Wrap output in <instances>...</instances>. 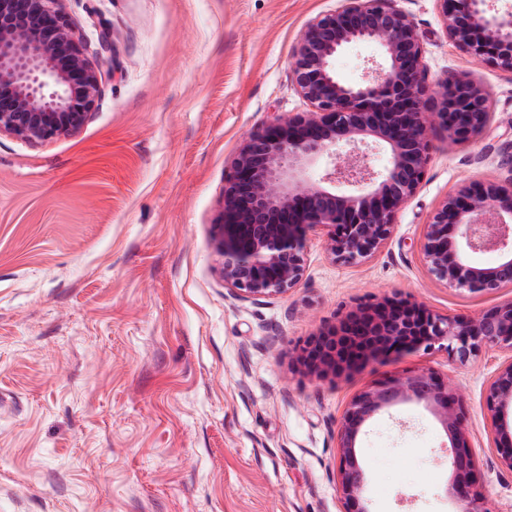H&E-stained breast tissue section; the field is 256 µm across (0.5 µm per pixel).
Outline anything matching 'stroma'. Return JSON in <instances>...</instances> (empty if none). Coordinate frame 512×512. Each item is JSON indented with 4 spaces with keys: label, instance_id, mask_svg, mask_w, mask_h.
<instances>
[{
    "label": "stroma",
    "instance_id": "35a3bbf8",
    "mask_svg": "<svg viewBox=\"0 0 512 512\" xmlns=\"http://www.w3.org/2000/svg\"><path fill=\"white\" fill-rule=\"evenodd\" d=\"M342 0H64L81 39L109 43L101 95L74 134H0V512H341L336 425L362 390L407 370L460 389L488 512H512V470L486 397L512 347L444 349L340 378L294 370L295 349L359 305L399 296L476 317L512 287H447L420 251L440 203L512 180V71L448 41L434 0H395L417 26L428 88L466 70L491 95L485 134L433 128L416 194L372 258L334 262L309 232L287 294L230 295L218 273L224 185L241 142L309 111L298 38ZM446 438L416 404L360 443L372 512H457Z\"/></svg>",
    "mask_w": 512,
    "mask_h": 512
}]
</instances>
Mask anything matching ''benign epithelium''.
Instances as JSON below:
<instances>
[{
    "label": "benign epithelium",
    "instance_id": "7a95c632",
    "mask_svg": "<svg viewBox=\"0 0 512 512\" xmlns=\"http://www.w3.org/2000/svg\"><path fill=\"white\" fill-rule=\"evenodd\" d=\"M63 0H0V134L38 143L76 132L95 108L102 63L75 36ZM448 40L481 61L512 71V18L489 0H435ZM376 44L363 80L345 84L333 60L354 43ZM422 39L393 0H343L310 21L292 55L298 94L312 107L251 133L232 161L218 224L219 274L230 294L274 298L303 279L306 237L326 232L333 261L368 260L392 233L396 213L419 188L430 161L428 130L456 143L480 137L490 94L470 72L440 82L424 110ZM387 161L376 167L370 152ZM498 253L484 267L472 255ZM421 253L429 273L456 290L490 292L512 284V185L475 181L448 196L426 225ZM512 346V301L479 316H440L409 299L357 307L296 349L297 368L340 377L381 357L436 346L465 362L481 348ZM422 404L450 443L449 493L460 512H487L466 432L462 394L429 370L388 376L358 393L336 432V488L343 512H372L368 472L358 453L365 427L401 404ZM502 464L512 470V361L488 388Z\"/></svg>",
    "mask_w": 512,
    "mask_h": 512
}]
</instances>
